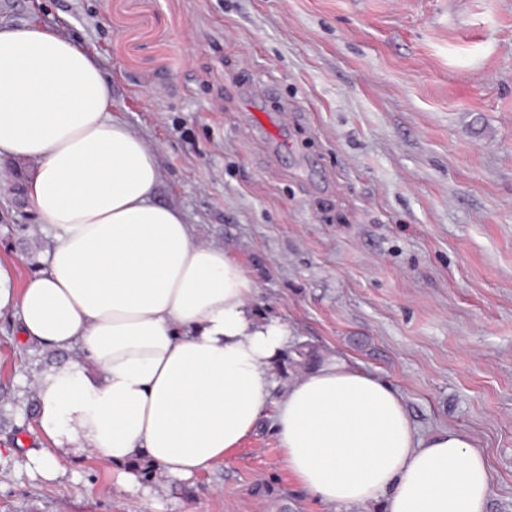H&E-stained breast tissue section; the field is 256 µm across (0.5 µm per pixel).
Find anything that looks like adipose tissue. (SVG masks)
Segmentation results:
<instances>
[{"instance_id":"obj_1","label":"adipose tissue","mask_w":512,"mask_h":512,"mask_svg":"<svg viewBox=\"0 0 512 512\" xmlns=\"http://www.w3.org/2000/svg\"><path fill=\"white\" fill-rule=\"evenodd\" d=\"M112 83L78 43L0 24V158L34 160L23 186L51 239L20 292L0 269V311L24 340L71 352L36 380L48 479L82 454L137 488L147 461L188 480L223 461L274 413L283 462L329 507L486 512L491 472L466 433L420 438L398 394L340 359L298 376L279 400L271 366L290 331L256 314L258 290L223 248L156 202L154 151L109 112Z\"/></svg>"}]
</instances>
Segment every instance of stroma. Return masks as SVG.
<instances>
[{"mask_svg":"<svg viewBox=\"0 0 512 512\" xmlns=\"http://www.w3.org/2000/svg\"><path fill=\"white\" fill-rule=\"evenodd\" d=\"M0 24L73 38L113 117L155 152L159 203L248 272L286 322L280 396L333 357L385 381L422 435L488 457L512 512V0H0ZM0 161V268L21 289L50 239ZM0 314V512H329L282 460L273 417L208 472L150 495L49 447L35 379L60 360Z\"/></svg>","mask_w":512,"mask_h":512,"instance_id":"stroma-1","label":"stroma"}]
</instances>
